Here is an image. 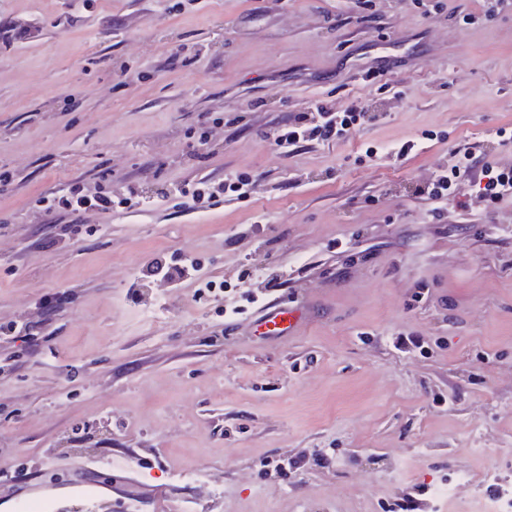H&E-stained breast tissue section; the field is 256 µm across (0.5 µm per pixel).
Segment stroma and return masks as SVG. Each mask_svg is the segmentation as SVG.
<instances>
[{
    "mask_svg": "<svg viewBox=\"0 0 512 512\" xmlns=\"http://www.w3.org/2000/svg\"><path fill=\"white\" fill-rule=\"evenodd\" d=\"M29 23L37 43L0 38V325L67 305L0 378V512L94 462L141 512H401L462 470L512 482V199L451 224L416 192L465 154L512 164V0H0L1 28ZM317 98L382 118L281 156L273 121ZM237 173L246 199L180 195ZM77 178L141 203L47 249L34 201ZM180 254L227 291L141 278ZM233 291L259 302L225 314ZM279 301L299 333L251 336Z\"/></svg>",
    "mask_w": 512,
    "mask_h": 512,
    "instance_id": "obj_1",
    "label": "stroma"
}]
</instances>
